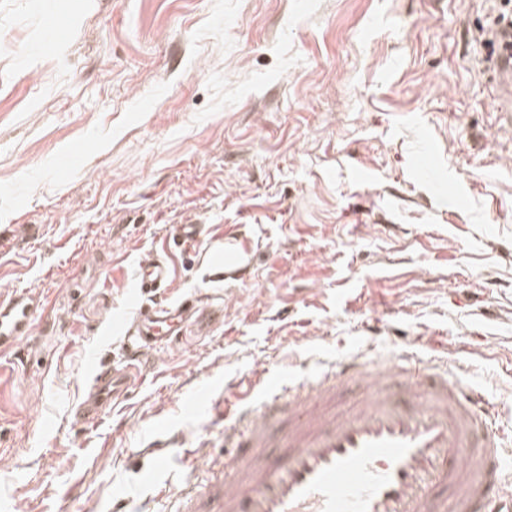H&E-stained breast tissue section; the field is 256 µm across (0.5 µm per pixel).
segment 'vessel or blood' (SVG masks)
<instances>
[{
  "label": "vessel or blood",
  "mask_w": 512,
  "mask_h": 512,
  "mask_svg": "<svg viewBox=\"0 0 512 512\" xmlns=\"http://www.w3.org/2000/svg\"><path fill=\"white\" fill-rule=\"evenodd\" d=\"M497 84L512 99V49L495 59ZM172 283L166 260L138 273L141 293ZM36 305L24 291L0 300V357L27 334ZM199 298L117 323L123 368L97 367L78 423L99 415L136 386L137 363L190 318L206 319ZM258 409L227 412L205 389L190 404L230 419L241 437L209 491L183 490L175 512H512V496H491L503 471L505 438L496 412L469 386L453 359L432 364L402 351L396 363L350 356L320 379L286 386L263 379Z\"/></svg>",
  "instance_id": "vessel-or-blood-1"
}]
</instances>
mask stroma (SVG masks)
<instances>
[{"label":"stroma","instance_id":"stroma-1","mask_svg":"<svg viewBox=\"0 0 512 512\" xmlns=\"http://www.w3.org/2000/svg\"><path fill=\"white\" fill-rule=\"evenodd\" d=\"M499 0H0V298L38 307L0 359V512H142L207 488L259 368L306 380L432 338L512 436V124L485 44ZM441 169H416L426 134ZM180 224L198 241L174 245ZM170 288L136 300L142 259ZM208 293L214 318L74 423L117 320ZM175 441L158 486L155 445Z\"/></svg>","mask_w":512,"mask_h":512}]
</instances>
